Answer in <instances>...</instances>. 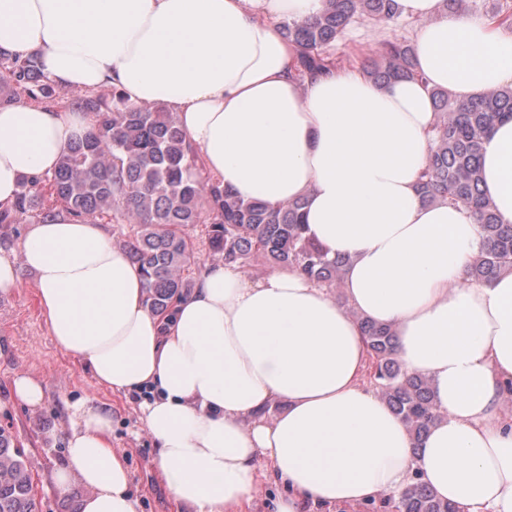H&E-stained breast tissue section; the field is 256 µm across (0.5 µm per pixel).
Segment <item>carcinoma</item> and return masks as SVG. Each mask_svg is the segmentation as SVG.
Listing matches in <instances>:
<instances>
[{"label": "carcinoma", "instance_id": "carcinoma-1", "mask_svg": "<svg viewBox=\"0 0 512 512\" xmlns=\"http://www.w3.org/2000/svg\"><path fill=\"white\" fill-rule=\"evenodd\" d=\"M397 19L395 0H325L323 11L304 22H285L283 30L297 51L296 75L313 76L335 65L327 48L353 21ZM361 69L382 85L415 75L414 52L407 42H387ZM37 104L56 99V89L32 56L0 53V103L18 91ZM436 123L428 161L419 176V191L428 203L446 201L470 207L480 224L483 251L471 264L468 279L490 282L512 270V225L498 222L481 189V153L495 125L512 117V86L469 99L444 89L432 91ZM72 106L92 125L88 135L71 142L52 175L45 178L50 199L75 218L109 215L131 225L121 246L140 266L146 303L156 313L190 290L184 271L195 259L188 229L206 225L212 256L241 268L255 262L296 267L310 278L339 289L345 258L328 256L305 236L302 199L271 207L246 200L207 174L199 152L188 142L172 113L158 106L129 102L112 95L79 96ZM44 186L22 184L13 206L0 210V224L39 223L54 207L38 205ZM368 352L369 376L378 394L408 428L415 444L441 416L429 380L410 373L397 355L396 334L389 325L361 322ZM396 512H456L414 474L395 501ZM0 512H39L31 469L12 437L0 429Z\"/></svg>", "mask_w": 512, "mask_h": 512}]
</instances>
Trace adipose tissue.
I'll return each mask as SVG.
<instances>
[{
    "mask_svg": "<svg viewBox=\"0 0 512 512\" xmlns=\"http://www.w3.org/2000/svg\"><path fill=\"white\" fill-rule=\"evenodd\" d=\"M418 20V75L384 86L332 69L299 80L280 24L324 0H0V51L36 56L57 86L114 87L174 112L221 186L276 207L305 202L306 234L349 265L340 291L294 267L261 276L205 263L167 313L103 226L57 212L0 255V295L35 278L58 349L112 391L142 395L155 466L183 512H247L266 475L274 512L399 496L413 475L457 512H512V271L467 272L482 249L471 208L422 202L431 92L512 85V27L397 0ZM90 130L80 112L0 106V208L51 174ZM483 189L512 225V118L490 133ZM393 326L404 368L428 377L440 420L414 444L363 382L361 319ZM54 475L79 512H138L109 416L80 408Z\"/></svg>",
    "mask_w": 512,
    "mask_h": 512,
    "instance_id": "adipose-tissue-1",
    "label": "adipose tissue"
}]
</instances>
